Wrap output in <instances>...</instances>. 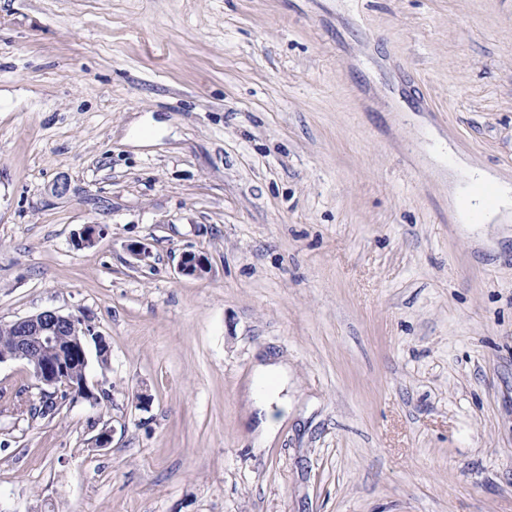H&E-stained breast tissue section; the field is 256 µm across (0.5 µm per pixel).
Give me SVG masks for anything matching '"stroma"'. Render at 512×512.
Returning a JSON list of instances; mask_svg holds the SVG:
<instances>
[{
    "instance_id": "1",
    "label": "stroma",
    "mask_w": 512,
    "mask_h": 512,
    "mask_svg": "<svg viewBox=\"0 0 512 512\" xmlns=\"http://www.w3.org/2000/svg\"><path fill=\"white\" fill-rule=\"evenodd\" d=\"M460 159L512 182V0H0V323L110 346L46 419L0 364V512H512V218ZM450 178L454 184L459 202L461 199H468L467 205L460 207L459 217L462 222L469 218V209L475 206L474 203L478 199V189L489 180L496 181L498 201L494 207L484 210L482 224H490L497 221L512 208V185L506 180L495 178L487 170L465 164L452 170ZM178 272L185 277L204 278L210 272L208 258L201 253L186 251L181 256ZM254 373L257 384L262 382L267 387L262 395H252L256 403L262 405L268 412L267 421L263 423L255 442V448H263L265 441L275 433L276 421L271 417V413L273 405H279L285 400L281 393L288 383V370L281 364L259 361L254 366Z\"/></svg>"
}]
</instances>
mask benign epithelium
<instances>
[{
  "instance_id": "1",
  "label": "benign epithelium",
  "mask_w": 512,
  "mask_h": 512,
  "mask_svg": "<svg viewBox=\"0 0 512 512\" xmlns=\"http://www.w3.org/2000/svg\"><path fill=\"white\" fill-rule=\"evenodd\" d=\"M178 272L185 277L203 278L210 272L208 258L186 251L181 256ZM81 322L82 318L56 309H45L14 321L15 348L11 355L0 356V363L21 361L26 364L29 375L44 393L65 388L69 385L70 373L65 353L79 355L83 366H89L88 344L80 340V335L86 334Z\"/></svg>"
}]
</instances>
